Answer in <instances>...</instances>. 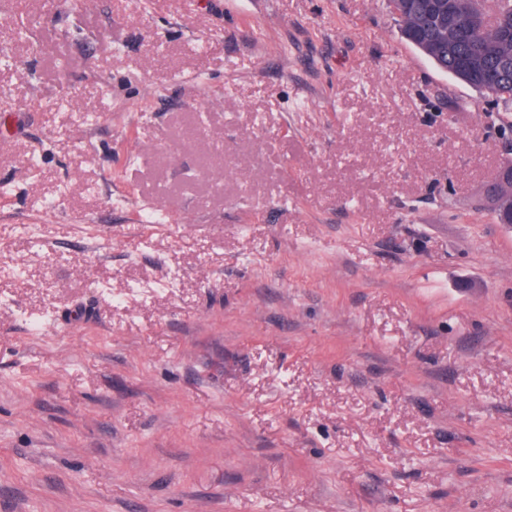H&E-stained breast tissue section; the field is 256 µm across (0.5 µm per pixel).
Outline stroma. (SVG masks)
Listing matches in <instances>:
<instances>
[{
    "instance_id": "obj_1",
    "label": "stroma",
    "mask_w": 512,
    "mask_h": 512,
    "mask_svg": "<svg viewBox=\"0 0 512 512\" xmlns=\"http://www.w3.org/2000/svg\"><path fill=\"white\" fill-rule=\"evenodd\" d=\"M73 2L0 0V512H512V112L384 0ZM503 150L507 156L487 186L485 200L489 208L495 209L502 216L508 215L510 218L512 217V144L505 142ZM509 161L511 163L508 164Z\"/></svg>"
}]
</instances>
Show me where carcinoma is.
Listing matches in <instances>:
<instances>
[{"label": "carcinoma", "instance_id": "carcinoma-1", "mask_svg": "<svg viewBox=\"0 0 512 512\" xmlns=\"http://www.w3.org/2000/svg\"><path fill=\"white\" fill-rule=\"evenodd\" d=\"M414 9L397 16L402 37L442 71L456 77L461 61L477 58L502 71L512 86V0H495L491 24L473 23L485 0H408Z\"/></svg>", "mask_w": 512, "mask_h": 512}]
</instances>
